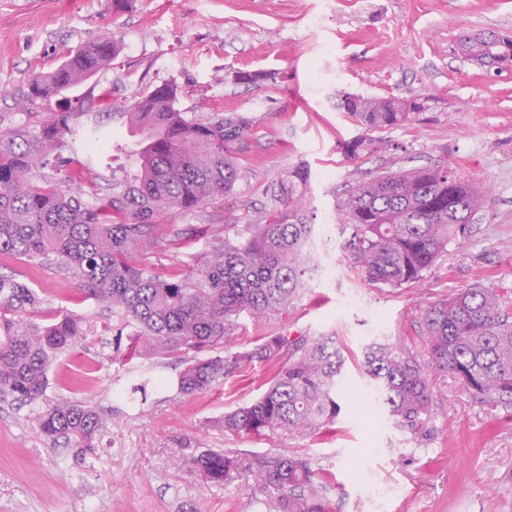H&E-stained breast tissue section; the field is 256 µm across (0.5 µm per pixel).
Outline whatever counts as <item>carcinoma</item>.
Wrapping results in <instances>:
<instances>
[{
	"mask_svg": "<svg viewBox=\"0 0 512 512\" xmlns=\"http://www.w3.org/2000/svg\"><path fill=\"white\" fill-rule=\"evenodd\" d=\"M495 33L463 49L490 57ZM119 54L112 33L66 54L55 70L34 77L24 95L27 123L0 131V254L54 265L71 274L81 294L112 306L113 346L125 356H174L184 362L178 390L206 391L243 366L263 363L271 374L262 396L224 413L215 426L227 434L263 437L278 431L333 432L341 406L337 377L345 359L327 336H265L231 355L208 354L224 343L243 313L270 318L287 310L304 289L307 246L315 225L298 198L310 170L299 165L271 187V199L288 206L266 224L224 225L208 242L197 268L165 278L134 254L159 238L157 219L177 208L194 212L233 193L241 174L232 145L249 124L213 113L207 118L178 107L172 82L138 97L125 113L143 135L136 169L102 192L95 173L98 151L112 133L91 116L58 115L49 102L109 68ZM40 111H35V108ZM338 108L367 131L410 123L420 105L397 97L345 94ZM65 149L78 167L57 161L56 177L42 176L48 157ZM42 183H34L35 178ZM486 195L475 182L446 165L387 173L349 191L339 205V224L349 232L344 250L354 268L373 283L415 284L463 238ZM42 297L13 274L0 273V400L35 403L49 386V372L88 331V321L60 312L47 323L17 319L36 312ZM425 356L404 343L374 342L363 368L395 425L415 435L431 412L430 380L448 373L481 403L512 407V315L498 291L477 283L422 312ZM52 445L91 451L105 426L87 402L61 401L39 415ZM194 467L214 484L241 476L237 457L205 450ZM264 478L262 512H329L332 475L318 472L296 454L267 453L256 459Z\"/></svg>",
	"mask_w": 512,
	"mask_h": 512,
	"instance_id": "carcinoma-1",
	"label": "carcinoma"
}]
</instances>
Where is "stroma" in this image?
<instances>
[{
  "label": "stroma",
  "mask_w": 512,
  "mask_h": 512,
  "mask_svg": "<svg viewBox=\"0 0 512 512\" xmlns=\"http://www.w3.org/2000/svg\"><path fill=\"white\" fill-rule=\"evenodd\" d=\"M105 31L118 40V57L52 102L58 112L98 113L111 127L102 177L133 168L139 136L121 112L158 84L176 83L183 108L250 123L233 146L243 166L233 195L195 214L175 208L159 217L162 232H190L179 247L161 240L143 249L159 274L197 267L208 235L225 225L264 223L273 212L268 186L296 165L310 169L311 248L334 252L335 281L307 280L275 319L241 314L216 352L277 333L332 337L346 360L342 411L325 436L224 434L214 420L256 400L268 367L256 363L183 395L177 361L114 352L111 309L82 298L72 276L0 254V272H16L42 297V318L67 311L91 323L60 357L43 400L0 403V512H259L263 480L250 464L268 452L301 455L333 473L332 512H512V408L477 402L458 379L439 373L430 382L432 412L412 436L387 417L362 369L368 344L411 342L422 311L474 283L499 290L512 310V66H483L459 50L476 34L512 37V0H132L120 14L107 0H0V129L26 122L19 101L34 76ZM165 60L170 68H162ZM242 72L265 78L244 83ZM104 87L114 109L98 103ZM345 93L413 100L421 110L409 125L373 132L378 150L349 159L344 144L366 133L338 109ZM434 163L474 180L486 207L418 283L368 282L341 236L324 239L325 213L362 182ZM144 379L143 399L130 389ZM64 399L103 415L94 452L54 447L41 436L39 413ZM207 449L246 463L242 479L207 481L191 462ZM372 486L386 492L376 505L363 495Z\"/></svg>",
  "instance_id": "stroma-1"
}]
</instances>
